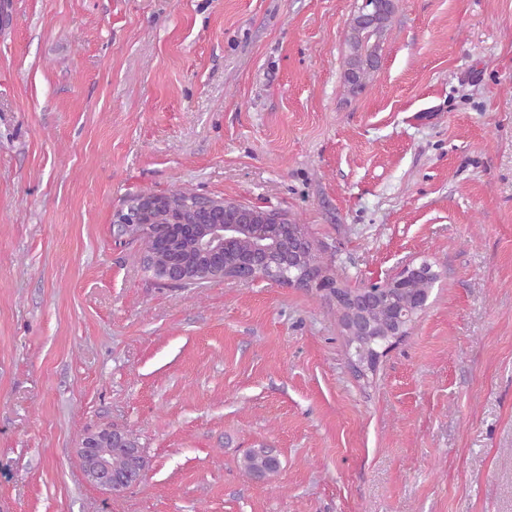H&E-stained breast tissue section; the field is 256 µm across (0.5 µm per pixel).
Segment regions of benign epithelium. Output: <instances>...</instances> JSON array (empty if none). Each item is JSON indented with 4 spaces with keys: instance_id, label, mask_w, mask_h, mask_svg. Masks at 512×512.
<instances>
[{
    "instance_id": "obj_1",
    "label": "benign epithelium",
    "mask_w": 512,
    "mask_h": 512,
    "mask_svg": "<svg viewBox=\"0 0 512 512\" xmlns=\"http://www.w3.org/2000/svg\"><path fill=\"white\" fill-rule=\"evenodd\" d=\"M214 195L198 194V204L192 209L195 219L192 223L168 212V221L150 223L148 217L165 210L168 200L166 193L136 196L124 201L112 213V241L124 245L139 236V228L145 226L150 233L143 239L145 253L162 257L166 261L165 281L179 286L188 280L184 274L186 261L173 250V240L189 238L201 256L210 263L215 280H231L249 285L266 280L270 261L268 249L262 241L271 240L278 244L280 265L284 269L297 266L299 259L313 250V243L298 224H269L267 210L261 205L235 202L220 207L211 203ZM235 260V274L224 276V260ZM426 264H407L395 276L382 284H373L358 289L346 300L347 318L343 328L348 336H373L377 329L368 318L369 309L379 305L384 289L415 279L424 274ZM286 286L317 288L330 291L340 284L330 279L324 268L308 265L296 280ZM125 447L123 438L111 428H99L86 432L79 440L75 453L79 458L87 480L96 487L113 495L126 491L143 480L140 473L115 475L107 456L114 448Z\"/></svg>"
}]
</instances>
